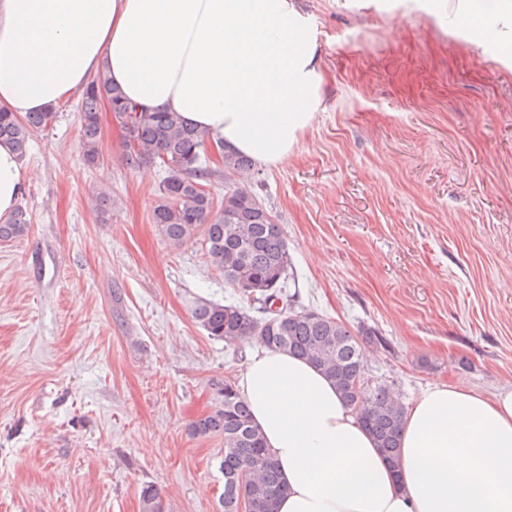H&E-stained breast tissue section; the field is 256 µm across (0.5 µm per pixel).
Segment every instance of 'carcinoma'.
<instances>
[{
	"instance_id": "1",
	"label": "carcinoma",
	"mask_w": 512,
	"mask_h": 512,
	"mask_svg": "<svg viewBox=\"0 0 512 512\" xmlns=\"http://www.w3.org/2000/svg\"><path fill=\"white\" fill-rule=\"evenodd\" d=\"M103 104L108 105L122 129L125 163L132 167L155 163L165 172L151 214L160 235L175 247L202 236L211 266L240 297V302L230 304L195 301L191 314L198 326L230 346L257 340L315 364L334 382L391 466L398 468L407 411L392 385L365 383L362 345L372 340L373 333L355 332L317 311L296 309L294 299L284 290L285 280L290 278L288 241L271 212L252 193L235 186L228 188L221 205L215 206L210 183L219 170L210 166L209 136L185 124L176 112L138 109L103 73L88 81L77 104L80 148L87 163L99 159V111ZM57 118L53 108L30 112L22 119L0 110V142H9L22 158L31 136L53 127ZM215 148L226 177L252 165L245 156L221 152L218 143ZM29 229L28 213L18 206L0 220V241L18 239ZM270 286L285 308L269 326L265 300ZM224 388L223 404L190 425L194 436L223 441L222 512H236L242 495L260 504L256 512H276L277 499L285 492L277 463L235 385L226 381ZM140 507L141 512H166L161 494L152 485L142 488Z\"/></svg>"
}]
</instances>
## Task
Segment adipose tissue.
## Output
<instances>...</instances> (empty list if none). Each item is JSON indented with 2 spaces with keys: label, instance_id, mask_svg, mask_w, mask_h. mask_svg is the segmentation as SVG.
<instances>
[{
  "label": "adipose tissue",
  "instance_id": "obj_1",
  "mask_svg": "<svg viewBox=\"0 0 512 512\" xmlns=\"http://www.w3.org/2000/svg\"><path fill=\"white\" fill-rule=\"evenodd\" d=\"M431 17L512 70V0H375ZM318 32L299 0H0V109L56 106L96 74L138 108L165 109L274 166L323 100ZM21 161L0 142V218ZM287 491L276 512H512V389L454 384L408 410L392 469L335 384L306 359L260 347L238 380Z\"/></svg>",
  "mask_w": 512,
  "mask_h": 512
}]
</instances>
